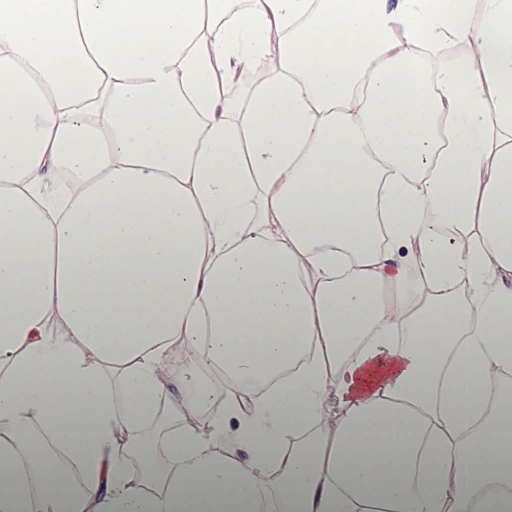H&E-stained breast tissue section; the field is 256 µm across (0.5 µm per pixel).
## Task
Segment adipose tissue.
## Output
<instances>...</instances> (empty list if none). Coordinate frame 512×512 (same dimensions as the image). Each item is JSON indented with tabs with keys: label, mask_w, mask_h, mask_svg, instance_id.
Returning <instances> with one entry per match:
<instances>
[{
	"label": "adipose tissue",
	"mask_w": 512,
	"mask_h": 512,
	"mask_svg": "<svg viewBox=\"0 0 512 512\" xmlns=\"http://www.w3.org/2000/svg\"><path fill=\"white\" fill-rule=\"evenodd\" d=\"M461 2L0 0V512H512V0Z\"/></svg>",
	"instance_id": "ef3b65f1"
}]
</instances>
